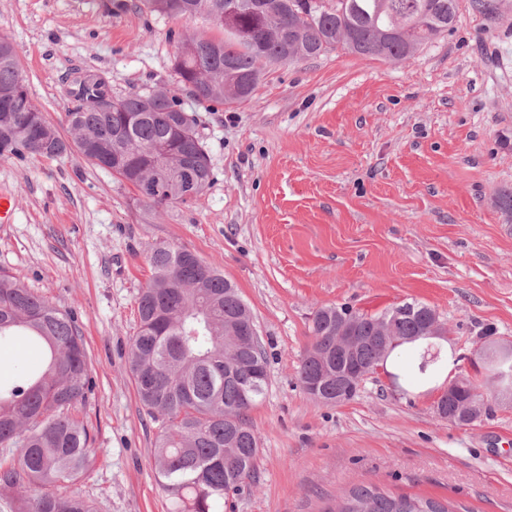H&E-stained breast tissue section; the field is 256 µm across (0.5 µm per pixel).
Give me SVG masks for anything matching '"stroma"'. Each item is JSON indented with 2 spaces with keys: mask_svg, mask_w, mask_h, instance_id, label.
<instances>
[{
  "mask_svg": "<svg viewBox=\"0 0 512 512\" xmlns=\"http://www.w3.org/2000/svg\"><path fill=\"white\" fill-rule=\"evenodd\" d=\"M457 0L452 30L403 64L338 49L269 66L254 96L203 107L189 94L212 181L158 211L79 155L0 159V271L75 314L94 392L82 417L104 451L80 481L97 512H170L153 467L159 421L129 367L150 248L187 249L250 307L268 386L248 413L255 477L224 512H328L342 490L375 485L457 512H512V403L470 426L439 418L440 391L381 370L326 406L299 383L314 312L379 313L416 300L448 327L458 364L492 391L481 341H512V0ZM139 0H0L33 103L61 134L77 81L117 99L173 85L170 33L199 19Z\"/></svg>",
  "mask_w": 512,
  "mask_h": 512,
  "instance_id": "obj_1",
  "label": "stroma"
}]
</instances>
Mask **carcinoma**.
Masks as SVG:
<instances>
[{"instance_id": "obj_1", "label": "carcinoma", "mask_w": 512, "mask_h": 512, "mask_svg": "<svg viewBox=\"0 0 512 512\" xmlns=\"http://www.w3.org/2000/svg\"><path fill=\"white\" fill-rule=\"evenodd\" d=\"M171 18H202L215 35H178L175 86L120 99L106 86L79 82L82 104L67 112L71 138L33 104L16 46L0 37V159H58L77 152L89 164L130 184L137 202L156 209L184 203L175 175L190 171L196 194L211 180L195 119L180 103L186 90L200 105L234 104L253 96L266 69L298 63L337 48L364 59L404 62L448 32L457 0H141ZM152 277L138 298L139 326L130 369L142 405L162 417L155 473L172 512H218L252 478L259 452L246 412L264 394L261 342L239 339L254 324L237 288L194 253L157 244L147 256ZM444 328L428 305L411 301L380 314L323 306L312 317L311 342L299 371L305 387L320 384L318 402L336 405L355 371H375L403 344ZM358 336L353 353L337 345ZM22 338L44 351L36 370L18 368L0 382V491L16 495L19 512H94L78 483L97 456L80 406L91 392L87 355L73 313L0 273V344ZM429 343L409 363L428 381L440 372ZM479 391L465 387L435 404L443 418ZM332 512H452L448 504L372 486L341 494Z\"/></svg>"}]
</instances>
